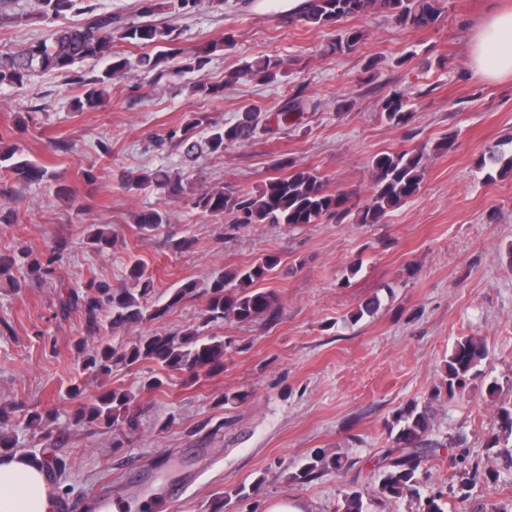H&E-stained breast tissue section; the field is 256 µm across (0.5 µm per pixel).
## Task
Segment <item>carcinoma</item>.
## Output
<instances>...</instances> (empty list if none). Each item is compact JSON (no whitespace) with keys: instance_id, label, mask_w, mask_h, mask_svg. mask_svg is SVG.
I'll return each instance as SVG.
<instances>
[{"instance_id":"carcinoma-1","label":"carcinoma","mask_w":512,"mask_h":512,"mask_svg":"<svg viewBox=\"0 0 512 512\" xmlns=\"http://www.w3.org/2000/svg\"><path fill=\"white\" fill-rule=\"evenodd\" d=\"M82 0H36L35 10L43 18H59L70 13L89 12V17L76 27L59 28L47 37L31 42L25 48L0 55V86H22L34 71L72 70L85 61H108L99 77L88 83L83 97L76 100L75 109H93L108 96L112 79L127 72L130 61L112 53V37L120 32V39L145 47L155 45L154 55H143L139 64L150 69L161 67L175 55L170 47L175 41L172 30L151 23H120L112 13H93V9L81 6ZM439 0H304L296 13L298 20L313 26L329 27L351 17L369 13L374 6L383 7L402 26L422 28L437 21L441 14ZM362 40V32L350 30L336 34L331 42L335 53H350ZM224 42H213L205 50L194 53L185 64L190 70L202 69L211 57L222 51ZM281 61L266 56L246 64L229 75L228 82L259 81L272 84L278 78ZM389 124L395 127L409 125L412 111L400 92L387 96L381 105ZM260 123V113L245 109L238 120L230 125L213 128L204 145L211 153L224 151V146L249 140ZM202 119L190 117L177 130H171L168 139L184 147L185 157L195 159L200 145L196 139ZM425 152L421 149L378 154L372 161L374 174L373 193L363 203L351 202L348 193L336 195L326 192L324 181L314 169L297 168L290 175L269 181L256 195L235 196L222 191H205L195 197L194 206L211 217L226 212L235 215L236 224H317L323 220L338 223L356 215L357 224H383L389 213L417 195L425 171ZM0 170L27 182L53 181L47 167L27 158L23 149L0 134ZM133 185L144 189L155 185L178 195L183 191L181 178L165 171H150L139 175ZM167 223L165 215L156 210L141 212L136 224L142 235L157 230ZM55 254L38 256L28 250L13 255L0 254V275L13 279V270L38 279L54 273ZM281 259L267 253L254 263L225 271L213 278L204 289L207 303L199 323L179 332H154L143 336L132 347L114 346L100 342L85 360V369L96 377L109 376L118 367L132 368L142 362H152L160 371L187 372L198 376L199 372L224 370V355L232 341L219 336L205 335L208 327L219 326L227 321L251 322L257 318L273 319L276 316L277 296L259 288V284L276 271ZM128 288L116 289L101 281H91L83 289L71 290L60 297L58 310L66 318L73 311L81 312L85 331L89 336L100 335L104 323L119 328L130 323L157 320L172 308L198 294L196 282L187 280L172 289L161 305L151 301V278L139 262L127 268ZM488 357L484 339L466 336L458 341L448 356L442 388L431 395L436 400L441 389L452 395L462 389L476 367ZM134 394L120 387L99 393L92 404L81 405L75 413L78 424H92L103 429L134 432L138 420L130 414ZM432 403L419 408L415 404L400 410L389 428L392 445L385 449L377 461V493L384 498H400L419 494L424 479L420 470L422 461L439 455L445 445L431 438L433 430ZM346 462L339 455L315 454L290 476L293 481H311L324 471H342Z\"/></svg>"}]
</instances>
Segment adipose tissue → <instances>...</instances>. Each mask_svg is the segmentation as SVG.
I'll return each instance as SVG.
<instances>
[{
  "label": "adipose tissue",
  "instance_id": "adipose-tissue-1",
  "mask_svg": "<svg viewBox=\"0 0 512 512\" xmlns=\"http://www.w3.org/2000/svg\"><path fill=\"white\" fill-rule=\"evenodd\" d=\"M470 64L477 76H512V6L485 16L470 42ZM46 485L41 454L0 456V512H56Z\"/></svg>",
  "mask_w": 512,
  "mask_h": 512
}]
</instances>
